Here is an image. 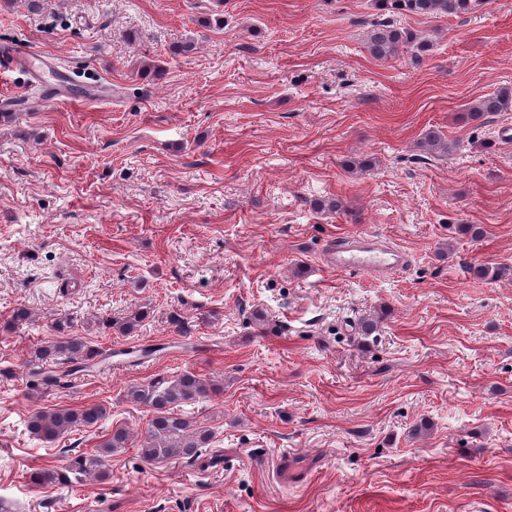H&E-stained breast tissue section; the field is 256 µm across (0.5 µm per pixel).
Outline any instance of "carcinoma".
<instances>
[{"mask_svg":"<svg viewBox=\"0 0 512 512\" xmlns=\"http://www.w3.org/2000/svg\"><path fill=\"white\" fill-rule=\"evenodd\" d=\"M483 0H381L383 9L398 14L433 17L441 14L461 15L472 12ZM425 52L430 44L415 34L389 21H376L366 35V48L371 56L386 60L398 56L408 45ZM512 111V89L502 88L475 103L468 119ZM423 150L430 154L446 153L452 148L442 133L430 130L421 141ZM504 267L473 266L468 273L481 280H494L504 274ZM150 314L149 308L131 309L117 319L102 322L104 328L120 336L133 335ZM58 335L35 346L30 359V387L44 398L59 389L71 387L72 377L105 362L112 353L73 331L70 326L56 325ZM356 334L366 340L378 331V317L368 315L355 325ZM222 390L221 384L198 373L184 371L173 375H158L136 382L126 388L125 399L135 407L152 414L148 421L139 453L146 463H164L181 460L194 465L204 460V452L213 446L214 433L184 407L211 397ZM109 417L107 407L87 404L77 408L64 406L41 407L31 413L26 431L41 441H54L83 428L95 427ZM131 440L128 429L115 425L102 435V441L91 450H75L68 454L60 468H34L26 473L32 486L70 485L92 477L98 482L109 479L104 462L122 452Z\"/></svg>","mask_w":512,"mask_h":512,"instance_id":"cac0c4a2","label":"carcinoma"}]
</instances>
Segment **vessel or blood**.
<instances>
[{
  "label": "vessel or blood",
  "mask_w": 512,
  "mask_h": 512,
  "mask_svg": "<svg viewBox=\"0 0 512 512\" xmlns=\"http://www.w3.org/2000/svg\"><path fill=\"white\" fill-rule=\"evenodd\" d=\"M404 254L399 248L374 237L337 240L332 260L338 270L366 274L381 273L400 265Z\"/></svg>",
  "instance_id": "b4317fda"
}]
</instances>
